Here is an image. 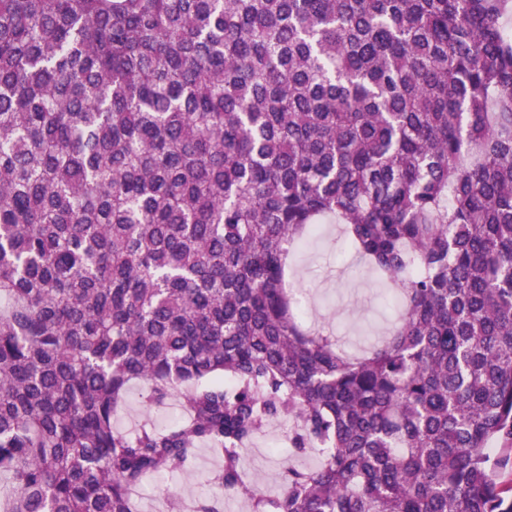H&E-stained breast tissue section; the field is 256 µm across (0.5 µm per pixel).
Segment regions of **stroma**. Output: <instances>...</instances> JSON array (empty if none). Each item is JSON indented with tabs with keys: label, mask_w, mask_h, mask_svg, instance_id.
I'll list each match as a JSON object with an SVG mask.
<instances>
[{
	"label": "stroma",
	"mask_w": 512,
	"mask_h": 512,
	"mask_svg": "<svg viewBox=\"0 0 512 512\" xmlns=\"http://www.w3.org/2000/svg\"><path fill=\"white\" fill-rule=\"evenodd\" d=\"M291 279L296 290L308 297V321L332 328L351 351H364L371 340L387 335L396 322V314L388 303L391 285L344 251L341 227L335 222H323L319 236L298 250L292 261ZM181 411L178 397H171L167 407L158 408L146 401L140 385L135 384L130 387L116 420L118 427L131 433L147 422L166 425ZM287 433L286 422H272L246 454L250 470L265 477V494L281 491L286 469H312L318 464L313 450L289 447ZM221 465L216 451L201 447L194 471H177L144 482L137 499L138 512H155V501L167 497L181 499L186 505L212 497L216 492L213 477Z\"/></svg>",
	"instance_id": "obj_1"
}]
</instances>
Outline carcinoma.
Instances as JSON below:
<instances>
[{
	"mask_svg": "<svg viewBox=\"0 0 512 512\" xmlns=\"http://www.w3.org/2000/svg\"><path fill=\"white\" fill-rule=\"evenodd\" d=\"M512 0H0V512H512ZM397 287L361 355L286 288L319 219ZM184 415L127 434L130 385ZM319 465L270 497L273 420ZM222 465L221 456L208 446L201 447L197 453L196 467L193 472L176 471L159 479H148L137 497L139 512H156L153 504L167 496L179 498L184 505L212 497L217 488L213 483L214 474Z\"/></svg>",
	"mask_w": 512,
	"mask_h": 512,
	"instance_id": "1",
	"label": "carcinoma"
}]
</instances>
